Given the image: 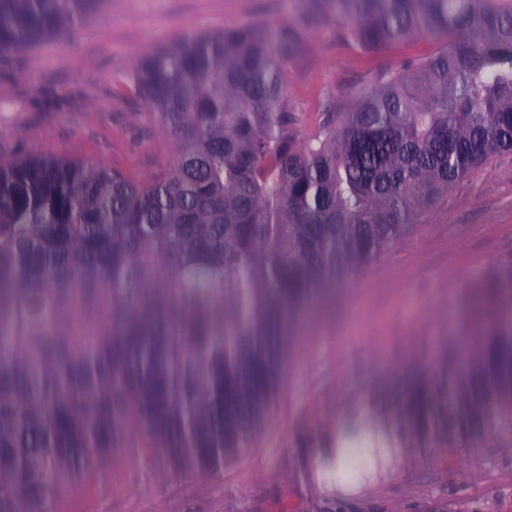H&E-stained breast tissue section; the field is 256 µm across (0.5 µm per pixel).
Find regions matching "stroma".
<instances>
[{"label":"stroma","instance_id":"1","mask_svg":"<svg viewBox=\"0 0 512 512\" xmlns=\"http://www.w3.org/2000/svg\"><path fill=\"white\" fill-rule=\"evenodd\" d=\"M296 0H103L67 40L0 55V162L52 154L146 179L176 151L126 88L137 60L187 32L267 20L298 21ZM443 40L412 38L376 52L307 24L288 67L285 97L300 131L321 127L353 93L435 54ZM512 259V152L489 156L458 181L359 282L328 284L299 324L276 404L247 449L216 472L162 475L147 438L130 426L107 470L54 498L55 512H337L303 460L335 444L325 425L380 367L410 358L435 368L461 328L462 287ZM413 460L353 512H512V450L480 439L454 448L423 440Z\"/></svg>","mask_w":512,"mask_h":512}]
</instances>
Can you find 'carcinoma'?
<instances>
[{"instance_id":"1","label":"carcinoma","mask_w":512,"mask_h":512,"mask_svg":"<svg viewBox=\"0 0 512 512\" xmlns=\"http://www.w3.org/2000/svg\"><path fill=\"white\" fill-rule=\"evenodd\" d=\"M367 50L445 47L299 137L283 96L293 23L180 35L131 88L177 156L144 181L77 158L0 164V512L105 469L133 422L164 476L219 470L273 403L288 333L489 155L512 151V10L495 0H303ZM101 0H0V52L59 38ZM402 434L512 432V260Z\"/></svg>"}]
</instances>
